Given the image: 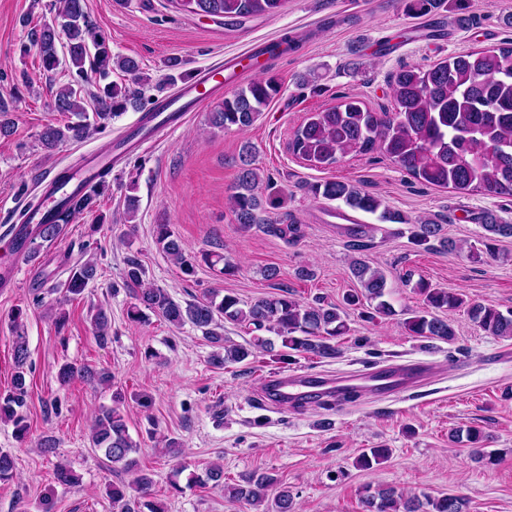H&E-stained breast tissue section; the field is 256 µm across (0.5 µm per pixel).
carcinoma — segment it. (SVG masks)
I'll return each mask as SVG.
<instances>
[{
	"mask_svg": "<svg viewBox=\"0 0 512 512\" xmlns=\"http://www.w3.org/2000/svg\"><path fill=\"white\" fill-rule=\"evenodd\" d=\"M286 0H175L180 9L194 15L221 17L234 24L242 19L264 14H274ZM36 48L38 67L47 74H65L68 81L58 87L53 111L70 114L74 120L63 124L48 123L38 134V142L46 156L61 144L81 141L94 133H101L120 117L128 107L138 106L140 98L127 86L110 80L112 71L119 70L132 76L142 85L149 84L139 63L132 57L112 54L110 39L95 29L87 20L84 0H63L62 7L52 18H43L28 32V42L21 44V55ZM298 48L296 40L285 36L261 49L257 56H279ZM95 87L94 112H87L85 86ZM393 108L381 113L371 111L361 100L344 97L339 104L319 110L297 127L292 134L289 150L297 157L315 166L336 164L349 155L380 151L395 164L405 169L414 179L426 185L452 188L463 193L482 189L489 195L512 197V41L492 49H479L435 63L428 68L405 66L389 80ZM280 93V86L271 77L262 78L239 88L224 98L218 110L211 113L210 122L216 128L235 126L250 127L268 103ZM240 172L231 195L232 212L241 228L258 229L287 242L300 237V225L281 224L269 216L263 204L275 206L272 200L262 201L258 192L260 177L253 168L251 146H243ZM109 170L97 173L99 181L89 191L64 199L42 224L30 226L15 224L27 245L28 255L34 256L43 243L57 240L63 227L78 215L89 214L92 222L90 234H95L109 219L99 209L98 200L111 191L107 180ZM314 193L328 200H342L353 209L379 214L383 222L412 224L411 239L426 249L439 244L448 252L460 250L453 240L443 236L442 225L431 218L411 222L398 211L390 210L383 200L361 191L357 186L329 180L314 187ZM483 233L478 244L468 250L474 263L483 262L486 255L494 253L497 242L512 238V224H500L490 214L482 217ZM156 240L162 250L181 268L194 274V264L185 252L181 239L168 224L156 225ZM204 260L224 276H233L237 266L222 254H207ZM351 274L357 287L344 296L349 307L373 303L371 315L394 314L385 299L387 278L384 272L372 268L362 260H354ZM145 269L139 257H126L123 283L139 285ZM98 278V264L90 258L73 266L65 283V293L76 299ZM424 297L425 307L404 320L409 334L451 342L456 336L452 321L438 312L467 310L470 319L486 334L512 338V310L504 313L493 305L473 303L458 290L436 288L424 280L415 284ZM158 314L174 326L192 324L217 348L209 362L216 368L227 363H242L261 353L275 352L274 340L255 336L246 344H235L224 337V323L245 324L256 331L265 330L280 340L281 347L299 355L319 359H334L338 348L334 340L349 332L340 308L317 299L312 304H302L287 291L260 298L250 304L238 296L214 290L200 300L182 305L159 287L141 289L137 303L126 312L129 321L142 323L149 320L148 313ZM23 311L20 308L9 316L11 330L15 333L13 352L16 371L12 389L0 393V421L9 423L17 440L24 441L30 425L23 412L27 394V375L32 370L28 364V347L20 333ZM99 344L110 339L111 318L103 309L90 314ZM93 373L65 363L57 371V380L69 385L78 378L91 377ZM124 399L121 391L113 393V405L101 411L91 429L93 447L102 451L105 458L122 469L137 474L136 484L141 495H146L152 484L148 473L141 469L138 444L129 435L125 415L120 409ZM454 442L469 443L478 457L484 434L476 427L457 431L451 435ZM387 448H369L356 461V466L370 470L389 457ZM15 460L0 452V482L15 477ZM56 482L65 487L79 484L74 470L59 465L55 471ZM189 480L213 483L224 490V496L234 502L257 508L272 502L263 512H294V498L288 486L278 482L271 474L251 472L241 476L233 485L224 482V467L211 465L204 474L193 475ZM106 495L112 500L115 512H162L151 501H140L127 494L122 484L106 486ZM362 503L366 512H468L469 500L457 494L437 497L406 494L394 487L368 486L364 488Z\"/></svg>",
	"mask_w": 512,
	"mask_h": 512,
	"instance_id": "obj_1",
	"label": "carcinoma"
}]
</instances>
